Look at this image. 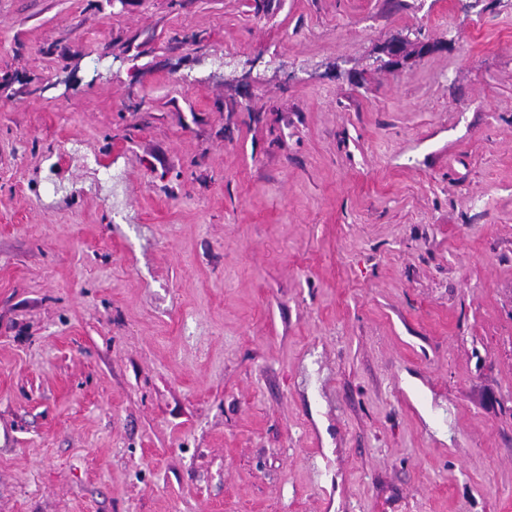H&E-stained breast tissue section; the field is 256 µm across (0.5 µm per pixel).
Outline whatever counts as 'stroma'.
<instances>
[{
    "label": "stroma",
    "instance_id": "obj_1",
    "mask_svg": "<svg viewBox=\"0 0 512 512\" xmlns=\"http://www.w3.org/2000/svg\"><path fill=\"white\" fill-rule=\"evenodd\" d=\"M0 512H512V0H0Z\"/></svg>",
    "mask_w": 512,
    "mask_h": 512
}]
</instances>
